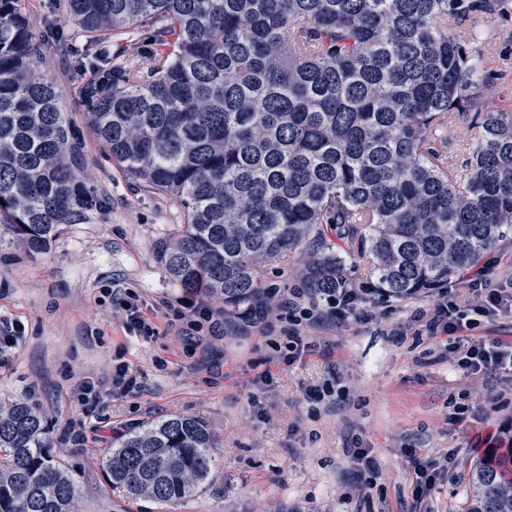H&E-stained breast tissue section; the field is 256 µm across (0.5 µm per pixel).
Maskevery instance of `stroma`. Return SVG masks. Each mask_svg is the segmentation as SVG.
Wrapping results in <instances>:
<instances>
[{"instance_id": "obj_1", "label": "stroma", "mask_w": 512, "mask_h": 512, "mask_svg": "<svg viewBox=\"0 0 512 512\" xmlns=\"http://www.w3.org/2000/svg\"><path fill=\"white\" fill-rule=\"evenodd\" d=\"M64 3L22 0V7L37 34L51 25L84 44ZM476 26L497 77L475 95L512 112V21ZM151 40L148 30L122 33L105 48L147 71L157 63ZM43 52L79 137L73 168L104 203L81 212L47 252L0 256V317L23 330L9 368L0 371V398H29L47 418L52 452L78 487V512H465L470 470L512 428V385L496 376L464 377L441 340L417 336L413 316L433 297L363 292L358 309L365 320L308 327L312 350L291 364H270L268 333H242L240 314L217 301L223 335L185 336L175 310L186 295L156 259L158 242L184 223V209L105 158L85 123L80 88L90 72L74 67L53 42ZM302 259L295 251L265 263L263 289L281 299L301 288ZM112 286L136 292L154 336L128 331L106 293ZM121 363L139 374L140 389L113 393L101 412L85 414L77 386L110 381ZM334 381L343 389L330 402L308 399L309 387ZM171 414L201 417L223 441L208 483L163 506L107 485L113 439ZM355 446L372 449L378 462L366 493L349 455ZM409 448L424 464L456 451L449 478L421 500Z\"/></svg>"}]
</instances>
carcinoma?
I'll return each mask as SVG.
<instances>
[{"mask_svg":"<svg viewBox=\"0 0 512 512\" xmlns=\"http://www.w3.org/2000/svg\"><path fill=\"white\" fill-rule=\"evenodd\" d=\"M509 0H66L92 37L158 28L143 72L93 45L86 113L106 157L181 202L186 223L158 262L187 294L239 310L260 265L334 228L356 245L366 287L403 299L446 288L512 234V112L473 87L492 79L470 24ZM21 0H0V252L47 250L79 209L100 205L71 164L63 90L39 67ZM469 134L465 158L439 147ZM306 288H348L340 250L307 252ZM48 421L0 403V512H76ZM219 447L203 419L170 415L110 449L109 483L156 503L210 478ZM466 512H512V435L472 469Z\"/></svg>","mask_w":512,"mask_h":512,"instance_id":"1","label":"carcinoma"}]
</instances>
